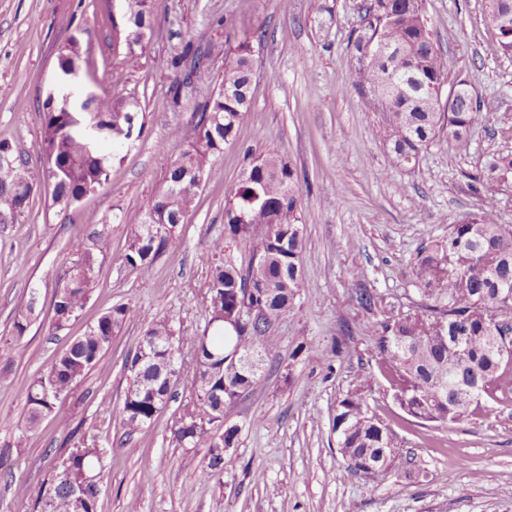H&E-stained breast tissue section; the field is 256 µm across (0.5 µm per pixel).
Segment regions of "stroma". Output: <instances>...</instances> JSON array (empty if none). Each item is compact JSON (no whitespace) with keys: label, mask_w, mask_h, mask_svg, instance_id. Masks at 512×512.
Here are the masks:
<instances>
[{"label":"stroma","mask_w":512,"mask_h":512,"mask_svg":"<svg viewBox=\"0 0 512 512\" xmlns=\"http://www.w3.org/2000/svg\"><path fill=\"white\" fill-rule=\"evenodd\" d=\"M123 0H0V138L35 154L42 109L55 89L57 52L71 36L89 42L90 76L76 93L137 99L142 134L112 165L109 182L66 212L46 190L17 224L0 226V448L19 449L0 471V512H38L35 489L65 456L68 433L99 448L97 512H512V401L488 419L453 425L407 422L381 375L375 347L384 309H407L417 294L420 249L478 210L472 176L512 153V57L488 18V0H425L445 83L466 81L483 120L460 146L440 134L413 165L397 164L380 135L381 113L353 83L352 42L365 0H150L152 22L133 60L114 57L110 16ZM256 34L251 101L213 164L166 252L126 263L132 224L168 166L196 134L195 86L215 82L230 48L226 18ZM199 63L182 60L186 44ZM181 82V100L170 89ZM179 137H172V128ZM275 152L300 175L302 279L292 308L269 328L264 378L224 408L234 464L210 480L194 462L209 443L185 448L170 429L196 395L180 381L156 420L124 435L118 413L127 388L124 361L147 326L166 316L174 333L200 334L209 321L206 251L224 234V205L247 156ZM103 219L112 252L80 316L49 328L56 276L70 243ZM370 292L375 308L360 305ZM39 303L23 336L13 321L30 293ZM137 317L116 329L104 362L58 401L37 431L26 429L29 385L69 341L112 306ZM371 411L414 457L412 473H346L333 428L336 404L362 378Z\"/></svg>","instance_id":"obj_1"}]
</instances>
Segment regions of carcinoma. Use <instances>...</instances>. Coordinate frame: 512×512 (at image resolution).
<instances>
[{"label":"carcinoma","mask_w":512,"mask_h":512,"mask_svg":"<svg viewBox=\"0 0 512 512\" xmlns=\"http://www.w3.org/2000/svg\"><path fill=\"white\" fill-rule=\"evenodd\" d=\"M122 22L112 23V46L132 54L139 44L129 36L150 26L148 0H125ZM490 20L497 27L502 51L512 46L500 24H512L508 6L512 0H489ZM379 35L388 47L368 66L358 85L368 90L396 89L390 111L383 114L382 133L393 146L398 163L419 152L448 123V139L458 143L481 123L480 102L460 99L453 112L435 109L436 84L445 81L443 64L424 17L423 0H367L363 25L353 49L360 52L362 39ZM82 42L72 36L59 48L60 75L69 76L86 62ZM253 57L249 37H244L224 56L220 85L224 98L214 97V87L195 88L200 99L197 134L180 159L173 162L163 187L153 196L133 225L125 245V260L145 266L161 256L176 228L193 206L198 190L195 175L205 176L214 159L223 153L243 112L250 104ZM76 112L67 99L47 98L42 110V138L37 149L41 171H51L46 185L50 207L64 212L83 197L96 192L109 179L112 160L103 142L119 146L141 133L138 103L110 95L87 98ZM0 155L11 162L0 165V224H14L28 212L34 184L39 179L28 154L7 138H0ZM512 178V154L497 157L488 171L475 178L482 196L481 208L448 233L422 248L414 266V286L419 301L404 315H390L380 322L376 341L383 377L395 399L407 405L409 416L424 422L454 424L486 417L509 400L512 393V226L495 220V187ZM300 176L276 153L251 160L230 192L224 206V236L211 241L208 286L211 315L231 314L256 306L263 313L245 316L233 327L216 323L207 333L188 339L192 365L170 371L177 362L171 321L160 318L145 331L127 360L138 364L129 373L120 411V426L128 432L150 424L162 410L160 396L173 389L175 380L190 383L196 393L189 417L179 416L171 427L172 440L196 446L208 427L224 422V404L233 403L262 380L264 337L270 326L291 308L300 288L303 237L299 224ZM155 215L158 222L147 223ZM263 227L265 236H257ZM112 249L105 230L95 231L91 242L82 236L70 245L71 261L56 282L50 329L60 331L79 316L96 286L95 271ZM246 254L248 265L238 263ZM37 305L31 292L13 322L16 335L26 331ZM136 317L124 304L101 315L74 338L53 361L50 369L29 386L28 429L36 430L52 414L56 402L72 393L104 360L115 329ZM483 387L480 400L471 402L468 392ZM334 427L338 447L350 474L364 472L362 463L376 467L405 468L411 453L398 446L396 435L369 406L363 388L354 389L336 405ZM237 429H225L224 446L209 445L208 461L199 473L209 478L224 470L232 458L224 456ZM99 461L98 448L74 445L47 483L37 492L40 512H97L100 485L88 479Z\"/></svg>","instance_id":"1"}]
</instances>
